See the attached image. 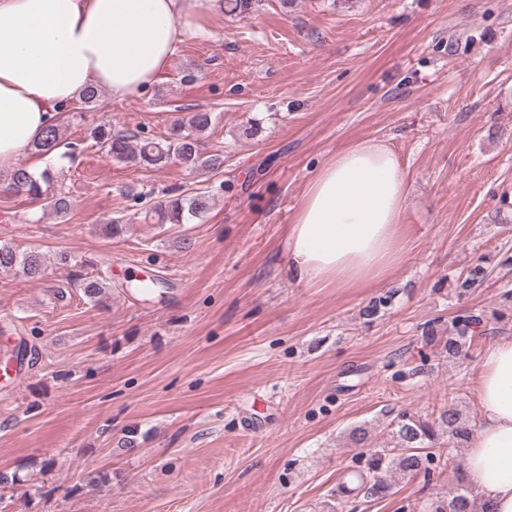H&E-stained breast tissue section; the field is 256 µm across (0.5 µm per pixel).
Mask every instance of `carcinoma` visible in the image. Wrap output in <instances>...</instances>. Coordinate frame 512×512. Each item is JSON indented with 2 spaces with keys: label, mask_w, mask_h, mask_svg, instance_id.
Instances as JSON below:
<instances>
[{
  "label": "carcinoma",
  "mask_w": 512,
  "mask_h": 512,
  "mask_svg": "<svg viewBox=\"0 0 512 512\" xmlns=\"http://www.w3.org/2000/svg\"><path fill=\"white\" fill-rule=\"evenodd\" d=\"M212 124L209 112H190L171 128L162 139L140 137L128 130L112 127L101 122L92 129V138L105 154L118 162L161 169L176 161L194 172H215L224 167V154L208 153L202 145V133ZM61 129L57 125L47 127L44 136L33 149L48 156L61 145ZM57 169L48 164L40 173L33 172L24 164H17L9 175V189L35 203L46 199V192L53 182ZM212 198L202 190L191 195H172L146 211L145 218H154L158 224H187L211 208ZM0 269L15 270L30 279H40L45 273L42 255L34 250L19 252L7 243L0 244ZM165 281L159 278L143 279L133 285V291L143 296L154 295ZM76 287L96 306L109 298L110 284L102 274L78 275ZM396 291L371 301L362 309L367 320L378 317L381 310L392 301ZM485 314L470 309L459 312L452 319V332L443 350L450 358H458L472 342L474 327L480 325ZM448 437L458 445L470 442L472 424L461 413L449 407L441 411L433 421L424 420L409 412L399 414L393 431L394 445L375 450L369 459L368 471L360 488L366 498H383L392 489L393 481L401 475H414L432 461L435 450L441 447L442 437ZM425 512H494L487 500L476 502L472 489L465 483L458 484L446 496L430 499Z\"/></svg>",
  "instance_id": "1"
}]
</instances>
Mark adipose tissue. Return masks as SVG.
Segmentation results:
<instances>
[{
    "label": "adipose tissue",
    "mask_w": 512,
    "mask_h": 512,
    "mask_svg": "<svg viewBox=\"0 0 512 512\" xmlns=\"http://www.w3.org/2000/svg\"><path fill=\"white\" fill-rule=\"evenodd\" d=\"M216 0H0V171L55 123V106L89 87L130 99L157 81ZM406 176L384 143L340 151L315 176L288 233L298 281L381 283L405 259ZM474 393L481 413L467 450L472 487L512 512V336L483 353Z\"/></svg>",
    "instance_id": "ef3b65f1"
}]
</instances>
